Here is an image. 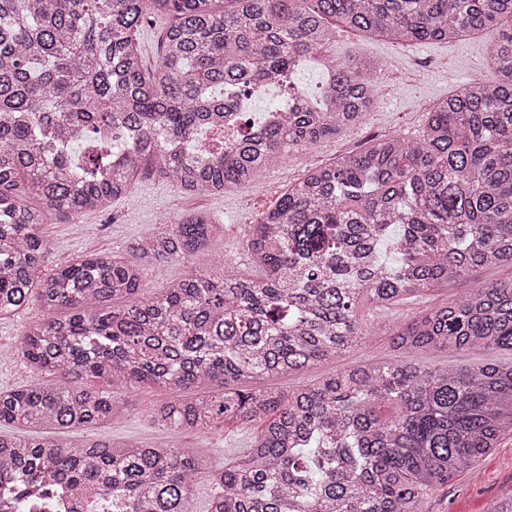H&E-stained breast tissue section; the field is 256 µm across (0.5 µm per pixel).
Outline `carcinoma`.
<instances>
[{"label":"carcinoma","instance_id":"obj_1","mask_svg":"<svg viewBox=\"0 0 512 512\" xmlns=\"http://www.w3.org/2000/svg\"><path fill=\"white\" fill-rule=\"evenodd\" d=\"M159 14L169 25L147 74L132 36ZM335 23L407 45L494 28L497 79L432 103L418 138L386 136L289 184L248 227L250 277L218 265L143 294L151 265L222 231L203 215L160 224L122 257L45 267L48 211L104 210L141 172L191 192L245 186L358 124L377 99L365 63L324 56L318 101L294 86ZM226 86H286L303 104L226 140ZM499 265L512 266V0H0V319L44 312L14 349L32 380L0 392V423L28 431L0 433V493L13 500L70 490L82 512H190L206 479L209 512H422L512 435V363L401 360L288 391L244 385L338 363L371 332L362 298L380 311ZM389 336L401 351L512 350V277ZM143 385L215 387L156 408L162 426H264L248 455L212 470L163 443L38 435L110 425L134 410L117 389Z\"/></svg>","mask_w":512,"mask_h":512}]
</instances>
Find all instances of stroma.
Listing matches in <instances>:
<instances>
[{"instance_id": "stroma-1", "label": "stroma", "mask_w": 512, "mask_h": 512, "mask_svg": "<svg viewBox=\"0 0 512 512\" xmlns=\"http://www.w3.org/2000/svg\"><path fill=\"white\" fill-rule=\"evenodd\" d=\"M488 29L453 41H433L415 45H395L363 33L337 31L330 52L336 60L366 58L378 65L379 99L360 125L308 148L289 152L283 164L263 172L256 181L223 194H185L171 183L147 173L134 179L130 194L113 200L108 209L71 217L49 213L43 230L52 243L46 258L56 267L87 253L126 252L136 240L153 232L161 219H177L204 212L224 226L223 234L193 254L188 262H165L147 273L146 295H153L168 283L184 277L190 269L204 270L223 261L235 269H247L245 233L259 213L273 208L284 188L310 167L333 161L336 156L368 146L372 140L397 132L413 138L423 129L424 104L460 90L473 79L490 82L495 72L486 60V47L495 37ZM512 276V267L479 268L447 287L434 288L418 296L392 304L381 313L369 305L358 308L360 315L390 327L408 316L465 294L475 283L492 282ZM404 359L427 367L480 366L489 362L508 364L512 351L478 348L453 352L444 350L404 351L392 348L388 336L369 337L366 344L349 350L341 359L344 367L361 363H386ZM203 387L177 392L155 387L137 389L134 411L112 424L88 430L91 438L111 439L148 446L158 442L174 448H195L211 466H220L247 454L258 431L257 425L228 427L202 433H185L155 424L152 410L175 398L206 395ZM512 500V437L480 459L472 471L463 473L448 486L429 495L423 512H497Z\"/></svg>"}]
</instances>
